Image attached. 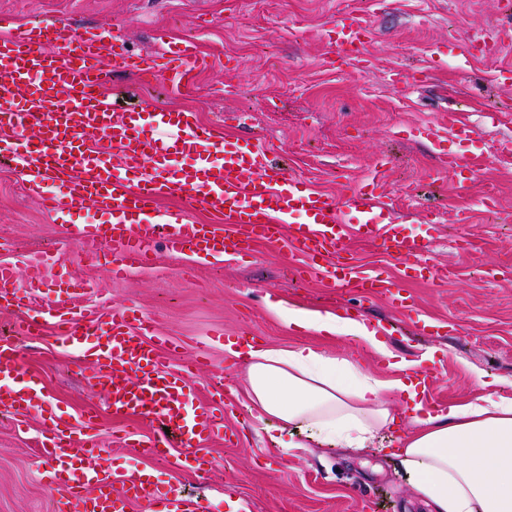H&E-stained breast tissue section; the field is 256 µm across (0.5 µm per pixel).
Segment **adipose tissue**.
Masks as SVG:
<instances>
[{"label":"adipose tissue","instance_id":"adipose-tissue-1","mask_svg":"<svg viewBox=\"0 0 512 512\" xmlns=\"http://www.w3.org/2000/svg\"><path fill=\"white\" fill-rule=\"evenodd\" d=\"M289 325L326 334H355L381 357L394 360L400 377L379 379L347 360L312 346L248 347L244 394L254 418L274 419L288 447L305 428L345 448L373 444L399 416L393 396L408 401L413 432L397 440L392 454L434 512H512V398L494 391L431 412L406 376L409 364L395 360L376 331L355 319L292 312Z\"/></svg>","mask_w":512,"mask_h":512}]
</instances>
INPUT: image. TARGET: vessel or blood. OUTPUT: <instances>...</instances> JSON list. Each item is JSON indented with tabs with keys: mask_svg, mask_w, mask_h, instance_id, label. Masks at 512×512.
Listing matches in <instances>:
<instances>
[{
	"mask_svg": "<svg viewBox=\"0 0 512 512\" xmlns=\"http://www.w3.org/2000/svg\"><path fill=\"white\" fill-rule=\"evenodd\" d=\"M368 38L352 17L337 21L330 33L332 46L352 55L360 54ZM205 65L190 40L165 39L158 54L133 56L103 32L79 34L55 20L18 26L0 14V154L13 157L29 191L53 216L88 202L106 215V223L92 225L86 244L90 253L107 251L116 279L149 265L159 234L170 253L188 252L197 262L213 264L249 254L254 240L279 241L286 223L302 256L300 272L322 278L333 290L375 294L383 288L392 304L407 305L389 278L358 275L349 249L354 235L402 257L422 278L442 276L427 243L386 216L374 190L326 196L271 163L265 148L219 136L195 113L160 106L120 112L106 94L113 75L130 69L187 92ZM90 131L105 138L106 146L90 144ZM418 135L436 147L450 137L461 142L478 137L454 111ZM442 162L463 182L486 166L487 157L446 152ZM50 178L66 189L47 198L43 184ZM164 196L177 197L179 209L160 211ZM200 207L215 214L216 223L188 218V211ZM297 215L303 223H294ZM43 286L35 277L27 288H18L14 269L1 265L0 309L22 314L24 335H39L48 326L76 349L81 373L104 395L112 417L159 423V430L131 440L140 455L176 468L180 462L172 444L196 447L225 438L222 418L192 404V365L171 369L175 346L156 336L151 320L125 309L113 311L107 322L94 311H74L79 284L71 280L55 281L52 297L33 303ZM89 335L95 343H86ZM44 389L40 379H22L17 346L1 338L0 411L50 420L53 408ZM96 426L95 416L88 415L79 435L44 432L41 453L50 463L51 481L67 491L57 512H128L134 501L145 512H205L200 500L185 497L170 482L140 480L114 491L104 450L93 436Z\"/></svg>",
	"mask_w": 512,
	"mask_h": 512,
	"instance_id": "b4317fda",
	"label": "vessel or blood"
}]
</instances>
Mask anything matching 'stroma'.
Returning <instances> with one entry per match:
<instances>
[{"mask_svg": "<svg viewBox=\"0 0 512 512\" xmlns=\"http://www.w3.org/2000/svg\"><path fill=\"white\" fill-rule=\"evenodd\" d=\"M344 12V0H0V13L17 22L63 19L78 32L106 29L132 54L154 52L162 32L192 40L208 66L191 93L176 94L150 76L121 71L108 88L118 111L149 105L193 110L218 135L261 143L276 164L335 198L377 182L387 210L412 236L430 239L436 263L457 271L440 283H400L414 310L433 322L429 335L384 296L347 298L320 280L298 277L300 256L286 236L255 243L250 256L220 265L170 255L159 239L152 265L116 280L106 255L90 258L77 236L102 223L103 215L87 205L54 219L0 157V264L14 267L18 286H26L35 253L56 254L63 263L43 269L46 280L74 278L90 286L75 307L104 318L128 308L151 319L158 335L179 345L172 367L205 354V366L190 382L197 403L206 404L215 384L224 386V427L233 440L173 449L209 459V476L162 467L119 443L128 431L152 433V424L105 415L104 398L80 375L76 352L48 328L38 336L19 335V316L0 310V337L19 346L24 377L43 380L60 425L72 426L88 411L102 413L96 438L117 481L179 483L206 512H431L397 460L382 453L409 427L403 401L395 403L400 424L383 433L377 449L318 442L283 448L273 441L272 425L254 420L237 395L246 368L225 351L230 339L253 337L269 347L303 343L373 376L393 374L363 340L287 327L282 312L288 308L333 316L351 301V318L376 328L397 358L433 371L421 395L428 409L482 394L485 380L512 397V159L495 154L498 140L512 137V82L495 79L497 69L512 68V31L501 30L497 0H362L360 17L373 36L358 63L333 53L326 40ZM497 33L506 43L494 59L431 62L429 47ZM393 68L407 71L409 80L392 84L387 73ZM451 109L476 127L475 146L489 157L463 189L442 171L437 150L413 135L417 127L443 121ZM383 157L389 165L381 174L376 163ZM490 190L495 206L489 210L482 199ZM431 207L440 221L430 227L425 215ZM462 236L474 246L471 255L456 249ZM350 245L359 271L397 276L399 259L375 242L355 236ZM44 429L38 415L20 422L0 413V512H55L62 492L49 486L38 452Z\"/></svg>", "mask_w": 512, "mask_h": 512, "instance_id": "1", "label": "stroma"}]
</instances>
